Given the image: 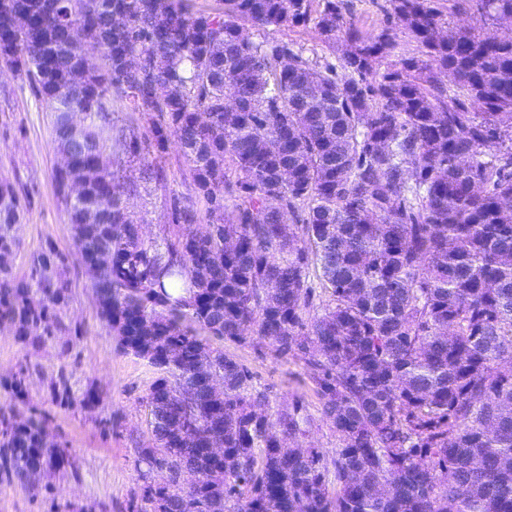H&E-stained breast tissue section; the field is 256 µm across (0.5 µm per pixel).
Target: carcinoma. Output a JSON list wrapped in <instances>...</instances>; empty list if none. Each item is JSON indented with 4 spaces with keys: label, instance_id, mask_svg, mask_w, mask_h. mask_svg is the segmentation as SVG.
<instances>
[{
    "label": "carcinoma",
    "instance_id": "cac0c4a2",
    "mask_svg": "<svg viewBox=\"0 0 512 512\" xmlns=\"http://www.w3.org/2000/svg\"><path fill=\"white\" fill-rule=\"evenodd\" d=\"M446 2L384 0L367 32L342 0H0V41L20 40L4 58L49 103L68 154L54 182L76 254L108 255L99 315L160 371L138 451L168 473L144 487L151 512H512V0ZM110 12L122 27L101 40L108 67L52 39L74 20L99 36ZM462 13L476 24L448 21ZM309 25L339 64L268 37ZM119 107L159 117L130 153L171 137L189 163L195 200L172 192V236L143 237L105 167ZM70 110L85 126L66 147ZM99 205L103 222L87 223ZM16 220L1 186L0 326L40 342L60 330L68 255L39 253L17 277ZM318 288L328 304L307 324ZM212 339L304 361L332 462L298 445V409L266 411ZM212 375L223 390L202 385ZM73 465L41 416L0 414V480Z\"/></svg>",
    "mask_w": 512,
    "mask_h": 512
}]
</instances>
